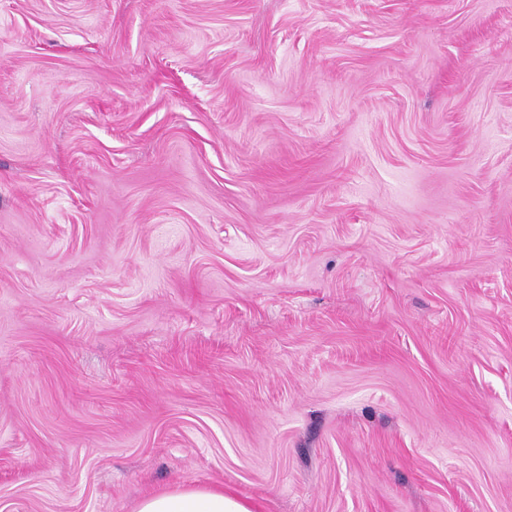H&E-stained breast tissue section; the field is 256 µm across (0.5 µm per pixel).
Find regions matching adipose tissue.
Returning <instances> with one entry per match:
<instances>
[{"label":"adipose tissue","instance_id":"obj_1","mask_svg":"<svg viewBox=\"0 0 512 512\" xmlns=\"http://www.w3.org/2000/svg\"><path fill=\"white\" fill-rule=\"evenodd\" d=\"M137 512H259V507L221 488H176L145 498Z\"/></svg>","mask_w":512,"mask_h":512}]
</instances>
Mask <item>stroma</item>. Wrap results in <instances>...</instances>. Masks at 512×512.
Masks as SVG:
<instances>
[{"instance_id": "1", "label": "stroma", "mask_w": 512, "mask_h": 512, "mask_svg": "<svg viewBox=\"0 0 512 512\" xmlns=\"http://www.w3.org/2000/svg\"><path fill=\"white\" fill-rule=\"evenodd\" d=\"M512 512V0H0V512ZM224 488H176L145 498L136 512H261Z\"/></svg>"}]
</instances>
